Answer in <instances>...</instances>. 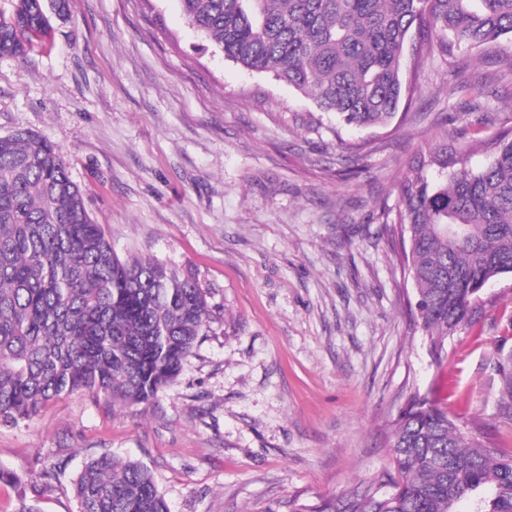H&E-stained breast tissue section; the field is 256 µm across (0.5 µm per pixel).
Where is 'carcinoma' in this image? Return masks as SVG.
I'll return each instance as SVG.
<instances>
[{
	"mask_svg": "<svg viewBox=\"0 0 512 512\" xmlns=\"http://www.w3.org/2000/svg\"><path fill=\"white\" fill-rule=\"evenodd\" d=\"M224 58L312 95L347 125H388L410 94L409 32L465 51L512 39V0H180ZM45 0L0 17V58L43 45ZM396 186L389 228L415 289L414 326L437 362L471 322L481 286L512 274V135L478 171L441 126ZM210 319L207 291L150 255L120 258L86 209L61 148L20 129L0 136V422L32 420L85 392L147 404L182 371ZM392 473L310 511L512 512V455L468 439L434 397L393 424ZM79 512H169L142 464L106 452L73 484Z\"/></svg>",
	"mask_w": 512,
	"mask_h": 512,
	"instance_id": "1",
	"label": "carcinoma"
}]
</instances>
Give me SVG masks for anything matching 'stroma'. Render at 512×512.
<instances>
[{"label":"stroma","instance_id":"35a3bbf8","mask_svg":"<svg viewBox=\"0 0 512 512\" xmlns=\"http://www.w3.org/2000/svg\"><path fill=\"white\" fill-rule=\"evenodd\" d=\"M51 26L44 46L0 59V135L58 144L118 256L193 275L213 319L151 404L75 392L0 424V512H78L72 483L102 452L148 467L171 512L317 506L389 470L390 424L416 392L512 453V275L434 362L384 231L435 125L460 146L512 130L497 50L419 63L410 32L408 116L358 130L225 59L179 0H70ZM45 463L60 466L48 486Z\"/></svg>","mask_w":512,"mask_h":512}]
</instances>
